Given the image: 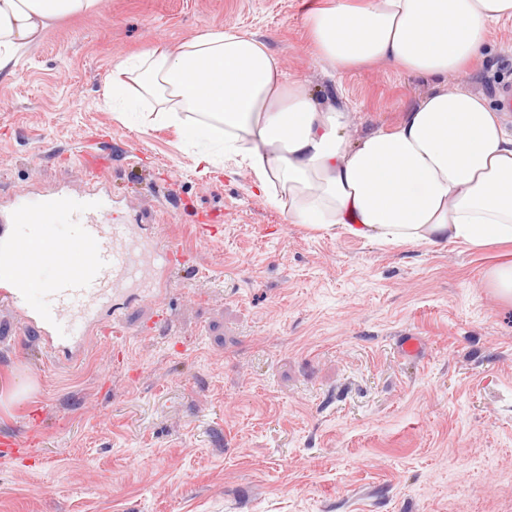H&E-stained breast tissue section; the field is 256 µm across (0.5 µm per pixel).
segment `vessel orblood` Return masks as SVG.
Listing matches in <instances>:
<instances>
[{"label":"vessel or blood","instance_id":"b4317fda","mask_svg":"<svg viewBox=\"0 0 512 512\" xmlns=\"http://www.w3.org/2000/svg\"><path fill=\"white\" fill-rule=\"evenodd\" d=\"M84 223L66 233L79 212ZM94 202L48 196L16 204L0 220V303L38 332L57 360L79 361L92 336L109 326L118 296L152 291L175 267L173 250L133 224H115ZM48 268L47 282L35 276Z\"/></svg>","mask_w":512,"mask_h":512}]
</instances>
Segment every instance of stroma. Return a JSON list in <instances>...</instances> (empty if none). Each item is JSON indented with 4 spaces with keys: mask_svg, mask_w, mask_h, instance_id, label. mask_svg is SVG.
<instances>
[{
    "mask_svg": "<svg viewBox=\"0 0 512 512\" xmlns=\"http://www.w3.org/2000/svg\"><path fill=\"white\" fill-rule=\"evenodd\" d=\"M316 0H106L54 22L0 80V202L90 193L185 267L123 297L120 340L46 355L0 307V512H512V303L484 283L501 251L382 246L291 223L225 162L200 176L174 129L117 120L114 62L207 28L265 41L361 135L433 80L340 75L312 55ZM451 85L512 91V21ZM416 337V355L402 343Z\"/></svg>",
    "mask_w": 512,
    "mask_h": 512,
    "instance_id": "obj_1",
    "label": "stroma"
}]
</instances>
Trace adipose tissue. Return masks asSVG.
<instances>
[{"instance_id":"ef3b65f1","label":"adipose tissue","mask_w":512,"mask_h":512,"mask_svg":"<svg viewBox=\"0 0 512 512\" xmlns=\"http://www.w3.org/2000/svg\"><path fill=\"white\" fill-rule=\"evenodd\" d=\"M105 0H0V74L57 19ZM512 0H325L304 19L321 64L382 63L436 79L392 127L350 134L345 109L319 105L278 56L245 32L203 30L117 63L106 95L119 120L196 141L200 175L237 158L254 189L296 224L380 244L481 250L512 244V132L488 100L448 84L486 57Z\"/></svg>"}]
</instances>
